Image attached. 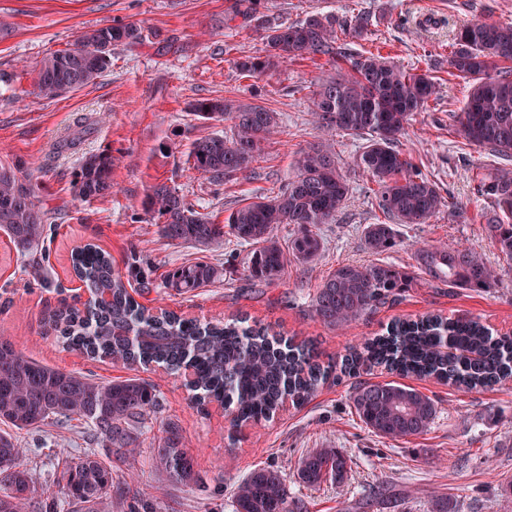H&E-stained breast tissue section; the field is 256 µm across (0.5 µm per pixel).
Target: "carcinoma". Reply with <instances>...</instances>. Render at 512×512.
I'll return each mask as SVG.
<instances>
[{
  "instance_id": "obj_1",
  "label": "carcinoma",
  "mask_w": 512,
  "mask_h": 512,
  "mask_svg": "<svg viewBox=\"0 0 512 512\" xmlns=\"http://www.w3.org/2000/svg\"><path fill=\"white\" fill-rule=\"evenodd\" d=\"M369 17L357 14L340 31L362 36ZM336 30V15L312 12L289 25L265 28L266 55L244 56L235 65L250 76H262L288 59L328 55L348 65L349 77L321 84L314 101L316 123L327 131L368 135L358 166L379 186V206L400 224H426L445 206L439 188L397 149L410 117L423 111L436 94L427 73L398 68L378 56L346 51ZM138 28L106 25L84 33L79 41L44 58L37 71L38 93L54 98L92 82L111 62L112 46L135 43ZM509 66H504V63ZM452 73L472 84L457 115L458 131L471 144L512 161V24L474 21L458 29L448 60ZM195 115L231 121L233 134L196 140L189 158L192 167L216 184L246 172L261 140L278 127L276 115L258 104L233 106L208 99L194 104ZM21 165L0 164V229L17 251L26 253L44 238L47 213L35 186L18 176ZM112 155L85 157L77 170L75 188L93 199L112 188ZM478 193L493 199L498 213L487 221L489 237L503 258L512 261V174L479 183ZM349 193L338 171L336 154L311 147L295 162L294 175L274 197L262 198L232 211L224 223L197 211L165 184L151 187L146 206L161 219V238L208 247L229 233L251 246L250 278L279 279L293 260L310 262L322 242L317 229L330 224ZM282 224L297 228L283 245L277 236ZM364 242L375 254L396 244L390 224H370ZM417 262L430 280L474 291L491 287L493 269L468 248L443 245L416 251ZM73 270L93 295L107 299L85 310L65 309L49 317L50 328L64 343L91 357H106L145 367L161 364L170 371L191 370L190 390L196 404L213 399L224 403L236 421L272 417L284 398L303 403L333 373L334 365L320 362L316 349L269 335L268 329L243 320L205 322L173 312H151L128 291L141 293L167 288L195 291L221 276L218 266L197 261L174 268L158 283L138 264L121 271L112 256L91 244L73 256ZM407 287L404 273L388 264H346L322 281L312 299L313 314L328 326H349ZM380 365L403 374L434 377L467 388H487L512 377V338L495 336L475 320L428 315L399 321L384 336L366 339L343 360L341 373L359 377L360 370ZM161 393L141 378L98 382L80 373L36 362L0 336V423L18 430L59 428L72 422L84 430L89 451L65 461L59 481L60 497L35 500L28 471L22 468V449L12 435L0 432V512H110L112 510V449L128 448L161 407ZM352 402L365 426L378 436L400 439L421 434L433 423L437 406L428 395L390 382L361 381ZM157 448L168 477L189 486L196 482L194 458L184 448L178 428L169 422ZM347 459L337 448H321L303 457L299 483L317 487L338 481ZM279 471L256 467L234 493L233 512H297Z\"/></svg>"
}]
</instances>
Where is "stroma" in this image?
Instances as JSON below:
<instances>
[{
    "label": "stroma",
    "instance_id": "obj_1",
    "mask_svg": "<svg viewBox=\"0 0 512 512\" xmlns=\"http://www.w3.org/2000/svg\"><path fill=\"white\" fill-rule=\"evenodd\" d=\"M236 0H0V161L21 163L38 188L51 224L45 244L53 283L39 286L21 256L0 231V336L40 363L107 382L138 377L158 386L162 406L133 451H114V485L136 476L139 491L162 512H233L237 485L258 465L276 467L292 497L307 512H512V381L487 390H468L431 379L404 378V385L433 397L437 416L424 433L405 439L373 434L354 415V381L327 380L303 405L286 403L269 420L233 422L223 403L197 405L187 387L189 372L177 374L137 365L90 360L71 351L44 320L54 310L81 307V282L72 254L97 245L124 265L137 253L155 277L182 262L201 258L222 266L220 280L188 294L165 289L139 295L143 306L164 308L187 318L224 321L245 318L268 326L282 338L314 341L322 362L338 363L362 338L378 336L398 319L427 313L480 320L493 334L512 332V261L501 257L488 236L494 205L481 197V179L499 176L505 163L470 144L457 131V114L470 93L469 82L451 75V39L463 23L512 22V0H256L254 11L225 23ZM338 19L363 12L370 25L353 38V51L388 58L397 66L434 76L438 89L429 108L414 113L398 148L434 182L448 207L427 224L395 227V248L375 255L364 245L367 225L384 220L377 185L357 165L365 141L343 132L326 133L312 115L315 92L324 81L346 76L347 67L328 57L282 63L260 77L235 66L243 56L266 53L267 24H291L308 13ZM116 23L134 24L136 44L112 48L111 64L92 83L54 99L37 95L36 68L58 49L73 46L86 31ZM223 98L258 103L276 112L279 127L259 145L247 174L210 185L188 159L192 143L229 134L227 121L196 116L193 105ZM332 146L350 186L336 220L321 225L320 256L288 265L271 284L248 278L247 247L234 238L210 247L175 244L158 233L159 218L144 205L150 187L163 183L212 218L279 193L300 153ZM112 156V188L85 200L74 188L81 159ZM461 244L495 269L494 284L480 291L429 281L415 252L424 245ZM387 262L406 272L409 286L398 299L378 306L347 327H328L312 312L311 299L325 277L347 263ZM178 425L193 456L199 482L183 486L169 479L155 450L166 422ZM35 494L58 498L65 456L83 454L80 430L48 428L13 433ZM322 448L341 449L348 458L342 480L309 488L299 483L297 465ZM380 495H370V488Z\"/></svg>",
    "mask_w": 512,
    "mask_h": 512
}]
</instances>
